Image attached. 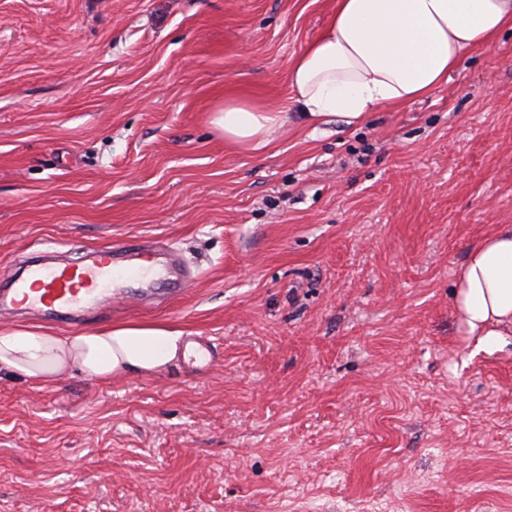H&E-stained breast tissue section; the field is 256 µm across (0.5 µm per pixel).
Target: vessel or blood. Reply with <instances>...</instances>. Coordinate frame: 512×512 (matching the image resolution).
<instances>
[{"label":"vessel or blood","instance_id":"1","mask_svg":"<svg viewBox=\"0 0 512 512\" xmlns=\"http://www.w3.org/2000/svg\"><path fill=\"white\" fill-rule=\"evenodd\" d=\"M193 280L179 252L160 241L114 242L70 262L39 258L1 271L0 315L21 306L76 325L111 301L135 296L145 282L180 293Z\"/></svg>","mask_w":512,"mask_h":512}]
</instances>
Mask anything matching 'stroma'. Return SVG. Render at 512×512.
Returning a JSON list of instances; mask_svg holds the SVG:
<instances>
[{
	"instance_id": "obj_1",
	"label": "stroma",
	"mask_w": 512,
	"mask_h": 512,
	"mask_svg": "<svg viewBox=\"0 0 512 512\" xmlns=\"http://www.w3.org/2000/svg\"><path fill=\"white\" fill-rule=\"evenodd\" d=\"M336 0H0V268L163 239L195 280L87 322L218 349L151 376L0 372V512H512V343L458 330L469 251L512 225V31L350 125L282 103ZM287 105L271 106L239 95H225L210 114L209 124L224 143L241 150L265 149L284 124Z\"/></svg>"
}]
</instances>
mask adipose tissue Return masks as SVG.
<instances>
[{"mask_svg": "<svg viewBox=\"0 0 512 512\" xmlns=\"http://www.w3.org/2000/svg\"><path fill=\"white\" fill-rule=\"evenodd\" d=\"M512 29V0H336L326 28L289 66L290 103L311 120L358 122L398 108L447 83L465 52L495 44ZM289 105L225 96L209 123L225 144L258 152L284 124ZM461 335L491 350L512 335V226L474 246L454 291ZM182 333L162 323L129 322L60 335L41 327L0 330V371L46 382L80 372L106 382L150 376L177 355Z\"/></svg>", "mask_w": 512, "mask_h": 512, "instance_id": "adipose-tissue-1", "label": "adipose tissue"}]
</instances>
